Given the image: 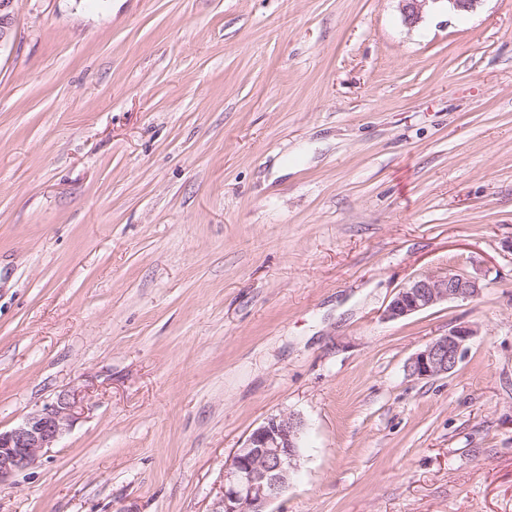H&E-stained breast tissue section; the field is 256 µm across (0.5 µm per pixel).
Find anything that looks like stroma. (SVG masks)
Here are the masks:
<instances>
[{
    "label": "stroma",
    "instance_id": "obj_1",
    "mask_svg": "<svg viewBox=\"0 0 512 512\" xmlns=\"http://www.w3.org/2000/svg\"><path fill=\"white\" fill-rule=\"evenodd\" d=\"M450 272L479 298L383 320ZM461 323L457 367L409 377ZM67 389L0 512H208L280 413L270 512H512V0L413 28L398 0H20L0 428Z\"/></svg>",
    "mask_w": 512,
    "mask_h": 512
}]
</instances>
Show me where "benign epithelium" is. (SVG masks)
I'll return each mask as SVG.
<instances>
[{"label": "benign epithelium", "instance_id": "7a95c632", "mask_svg": "<svg viewBox=\"0 0 512 512\" xmlns=\"http://www.w3.org/2000/svg\"><path fill=\"white\" fill-rule=\"evenodd\" d=\"M404 23L419 24L426 8L443 5L457 15L473 11L480 0H399ZM18 0H0V42L8 35ZM482 293L480 281L449 273L409 281L386 306L383 318L395 321L448 301H472ZM477 330L470 324L453 327L429 342L407 364L409 376L428 379L456 368ZM75 394L59 393L8 430H0V484L35 465L55 447L73 424ZM303 422L293 414L271 415L235 450L224 471V483L209 512H268L288 487L300 460Z\"/></svg>", "mask_w": 512, "mask_h": 512}]
</instances>
